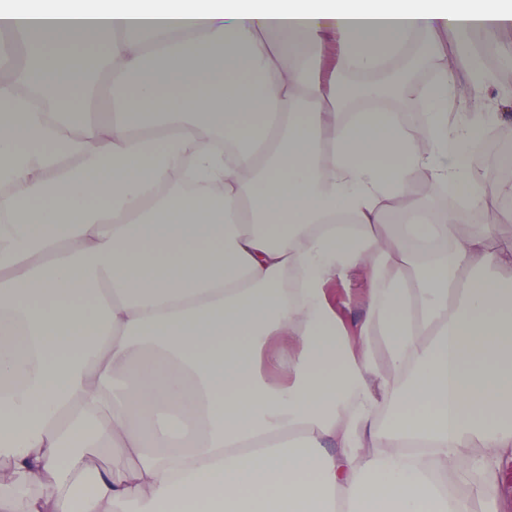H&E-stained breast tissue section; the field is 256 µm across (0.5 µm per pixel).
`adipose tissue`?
<instances>
[{
    "mask_svg": "<svg viewBox=\"0 0 512 512\" xmlns=\"http://www.w3.org/2000/svg\"><path fill=\"white\" fill-rule=\"evenodd\" d=\"M509 26L504 0H0L52 106L0 83V512H471L440 475L480 448L490 486L512 452V181L470 165L505 114L448 102ZM327 33L340 76L430 63L432 110L341 111ZM359 271L350 336L325 288Z\"/></svg>",
    "mask_w": 512,
    "mask_h": 512,
    "instance_id": "obj_1",
    "label": "adipose tissue"
}]
</instances>
